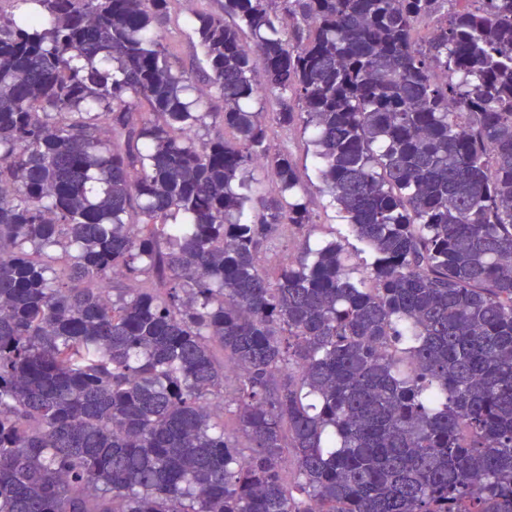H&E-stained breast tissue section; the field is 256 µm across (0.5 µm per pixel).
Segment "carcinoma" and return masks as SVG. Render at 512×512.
Masks as SVG:
<instances>
[{
  "instance_id": "carcinoma-1",
  "label": "carcinoma",
  "mask_w": 512,
  "mask_h": 512,
  "mask_svg": "<svg viewBox=\"0 0 512 512\" xmlns=\"http://www.w3.org/2000/svg\"><path fill=\"white\" fill-rule=\"evenodd\" d=\"M8 2L0 512H512V0ZM184 3H176L171 11V21L163 28L165 42L168 44L173 60L186 68L196 70L202 62L200 49L185 17ZM270 135L273 138V142L278 147L286 149L296 159H298L300 165L306 164L309 168L313 165V158L311 151L306 155V141L309 139V135H303L300 130H285L279 128L273 124L271 126ZM309 195L314 198L316 205L314 206L315 220L320 226L316 231L315 238L323 241L340 240V233H344V228L338 224V220L333 217V213L329 210L327 213L321 208L322 200L316 191L315 187L309 186ZM298 240V234L294 235L291 231L285 230L266 243L260 256L261 265L269 276H274L281 264L287 263L289 258L296 255Z\"/></svg>"
}]
</instances>
